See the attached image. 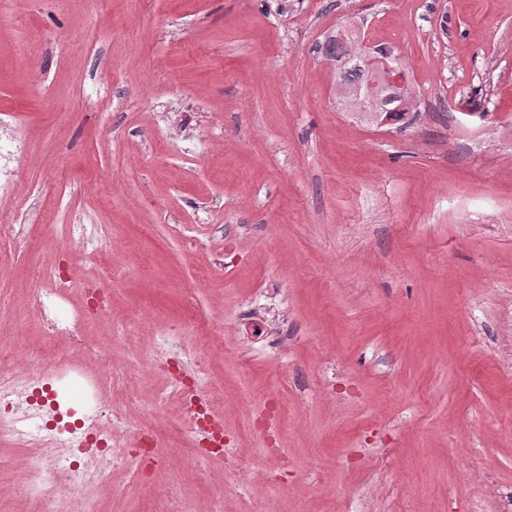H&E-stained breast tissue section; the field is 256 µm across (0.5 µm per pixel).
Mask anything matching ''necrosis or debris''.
I'll return each instance as SVG.
<instances>
[{"mask_svg":"<svg viewBox=\"0 0 512 512\" xmlns=\"http://www.w3.org/2000/svg\"><path fill=\"white\" fill-rule=\"evenodd\" d=\"M24 146L22 127L1 117V199H18ZM69 288V278L57 266L43 267L26 307L50 340L64 343L66 358L43 372L36 370L31 354L0 362V444L21 452L18 477L32 512H91L94 491L126 458L117 432H124L126 440L142 434L134 420L137 372L113 357L110 344L88 340V310L77 307L61 316ZM112 387L121 391V402H113ZM161 394L179 402L187 444L205 447L207 460L223 462L224 425L214 412L224 401L223 381L191 396L172 381Z\"/></svg>","mask_w":512,"mask_h":512,"instance_id":"necrosis-or-debris-1","label":"necrosis or debris"}]
</instances>
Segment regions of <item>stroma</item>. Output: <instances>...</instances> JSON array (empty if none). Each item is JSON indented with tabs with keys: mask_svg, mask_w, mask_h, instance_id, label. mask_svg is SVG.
Returning <instances> with one entry per match:
<instances>
[{
	"mask_svg": "<svg viewBox=\"0 0 512 512\" xmlns=\"http://www.w3.org/2000/svg\"><path fill=\"white\" fill-rule=\"evenodd\" d=\"M359 19L409 62L405 124L336 99L319 38ZM2 112L51 231L7 254L0 286L23 297L47 261L74 302L110 289L129 363L144 315L224 336L199 376L224 382L223 469L178 445L138 484L113 470L97 512H503L512 0H0ZM74 219L97 261L64 253ZM247 308L287 321L291 349L269 353ZM168 378L163 361L139 377L137 416L174 437Z\"/></svg>",
	"mask_w": 512,
	"mask_h": 512,
	"instance_id": "obj_1",
	"label": "stroma"
}]
</instances>
